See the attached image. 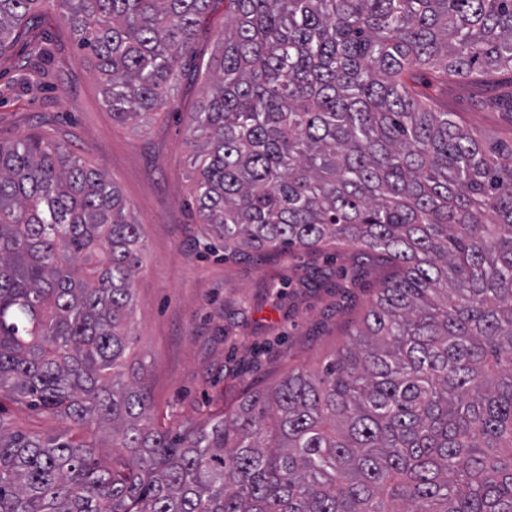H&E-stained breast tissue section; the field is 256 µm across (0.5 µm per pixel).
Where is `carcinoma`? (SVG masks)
Returning a JSON list of instances; mask_svg holds the SVG:
<instances>
[{
	"instance_id": "carcinoma-1",
	"label": "carcinoma",
	"mask_w": 512,
	"mask_h": 512,
	"mask_svg": "<svg viewBox=\"0 0 512 512\" xmlns=\"http://www.w3.org/2000/svg\"><path fill=\"white\" fill-rule=\"evenodd\" d=\"M47 4L116 123L205 74L191 194L225 253L392 272L316 369L165 423L125 372L142 225L64 145L0 143V512H512V144L435 97L512 73V0H0V57ZM13 409V422L17 429L37 431L42 434H56L66 426L61 420L47 415H36L27 410Z\"/></svg>"
}]
</instances>
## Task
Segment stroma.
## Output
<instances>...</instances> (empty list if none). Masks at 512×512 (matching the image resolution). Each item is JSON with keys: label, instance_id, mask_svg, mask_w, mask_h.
<instances>
[{"label": "stroma", "instance_id": "obj_1", "mask_svg": "<svg viewBox=\"0 0 512 512\" xmlns=\"http://www.w3.org/2000/svg\"><path fill=\"white\" fill-rule=\"evenodd\" d=\"M35 33L0 59V142L34 134L65 144L108 174L143 225L129 363L148 381L158 412L201 417L288 369L316 368L343 345L385 265L355 248L266 259L207 252L186 143L202 83H183L176 107L144 126L119 125L58 12L46 9ZM496 91H512V74L492 88L449 84L440 99L463 124L507 142L512 112L485 104Z\"/></svg>", "mask_w": 512, "mask_h": 512}]
</instances>
